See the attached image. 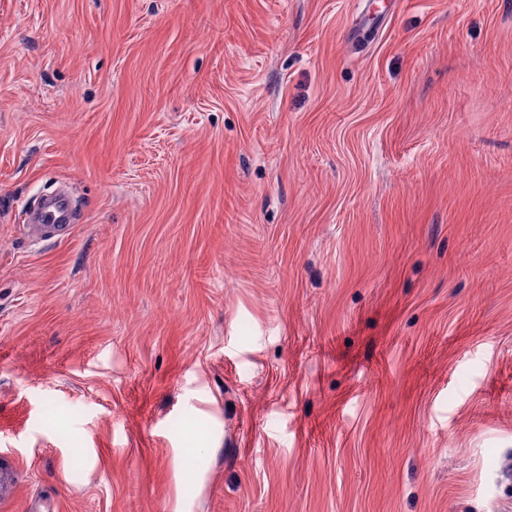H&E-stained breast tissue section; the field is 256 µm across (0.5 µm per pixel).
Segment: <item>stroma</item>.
I'll use <instances>...</instances> for the list:
<instances>
[{"mask_svg": "<svg viewBox=\"0 0 512 512\" xmlns=\"http://www.w3.org/2000/svg\"><path fill=\"white\" fill-rule=\"evenodd\" d=\"M357 2L0 0V512H512V0ZM44 204L39 222L42 224H28V232L32 239H42L43 234L67 230L63 238L71 233L69 222L68 203L64 198L56 195H44Z\"/></svg>", "mask_w": 512, "mask_h": 512, "instance_id": "stroma-1", "label": "stroma"}]
</instances>
